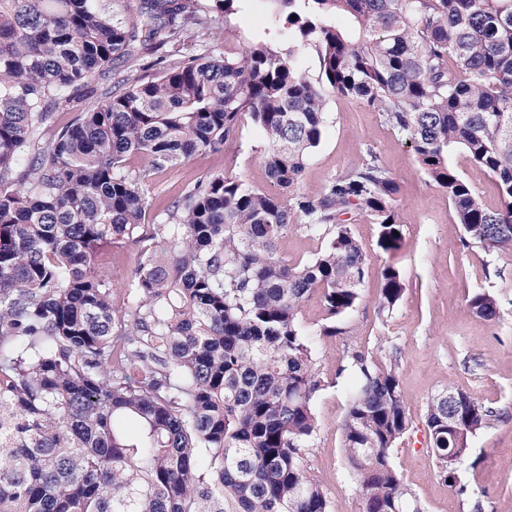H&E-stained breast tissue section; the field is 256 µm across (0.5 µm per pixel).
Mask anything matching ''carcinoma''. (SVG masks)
<instances>
[{
    "mask_svg": "<svg viewBox=\"0 0 512 512\" xmlns=\"http://www.w3.org/2000/svg\"><path fill=\"white\" fill-rule=\"evenodd\" d=\"M241 0H0V512H331L310 472L315 347L343 333L367 254L351 224L404 241L400 186L374 154L317 193L301 190L322 142L327 98L356 99L413 152L465 240L512 250V0H267L282 26L216 57ZM170 47L160 74L141 55ZM317 58V78L301 55ZM127 64L49 138L44 125L94 95L92 74ZM266 139L273 190L210 174L148 220L135 154L161 169L219 153L245 123ZM486 170L487 208L451 162ZM320 241L290 262L291 229ZM138 246L126 302L92 260ZM406 285L381 272L380 310ZM322 295L329 322L302 327ZM488 322L495 296L469 300ZM342 428L363 512H422L390 460L409 414L394 369L355 352ZM496 416L469 393L427 405L440 476L455 479L469 440Z\"/></svg>",
    "mask_w": 512,
    "mask_h": 512,
    "instance_id": "cac0c4a2",
    "label": "carcinoma"
}]
</instances>
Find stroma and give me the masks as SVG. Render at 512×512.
Listing matches in <instances>:
<instances>
[{
	"instance_id": "35a3bbf8",
	"label": "stroma",
	"mask_w": 512,
	"mask_h": 512,
	"mask_svg": "<svg viewBox=\"0 0 512 512\" xmlns=\"http://www.w3.org/2000/svg\"><path fill=\"white\" fill-rule=\"evenodd\" d=\"M328 124L311 155L302 187L321 191L339 173L363 163L374 152L400 184L395 203L404 244L395 252L377 246L378 227L368 220L352 226L368 264L357 307L342 334L322 337L317 367L324 382L315 401L317 432L308 466L324 489L331 512H362L363 499L342 452V423L351 379L338 375L360 351L376 368L393 367L411 418L390 458L424 512H512V419L494 420L470 441L456 465V483L441 478L428 446V402L448 389H461L496 410L512 412V252L488 253L464 247L463 230L445 193L421 171L410 148L364 104L331 96ZM261 132L244 127L226 152H198L149 177V215L160 221L165 199L200 177L221 172L249 186L268 185L260 162ZM139 259L137 246L119 245L96 256L94 267L112 283V300H125L129 273ZM398 269L406 290L391 310L380 311L381 271ZM485 291L497 297L499 321L490 323L468 307Z\"/></svg>"
}]
</instances>
